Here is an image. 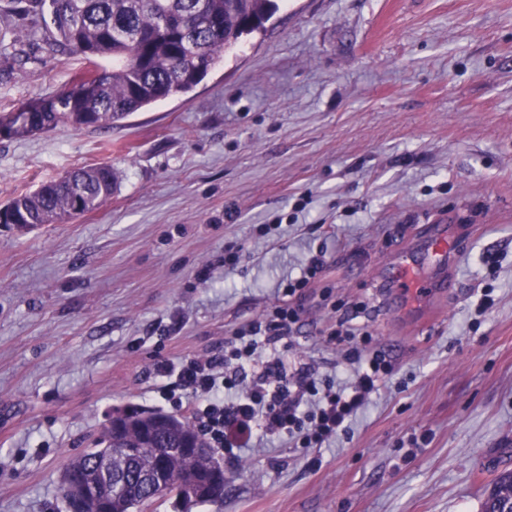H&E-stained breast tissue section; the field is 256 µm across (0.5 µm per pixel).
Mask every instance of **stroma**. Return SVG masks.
Wrapping results in <instances>:
<instances>
[{"label":"stroma","mask_w":512,"mask_h":512,"mask_svg":"<svg viewBox=\"0 0 512 512\" xmlns=\"http://www.w3.org/2000/svg\"><path fill=\"white\" fill-rule=\"evenodd\" d=\"M27 25L0 0L18 56L0 113L82 67ZM95 163L119 173L100 210L0 225V512H66L64 469L114 410L184 415L154 363L223 349L314 255L293 354L334 374L328 334L364 306L384 386L327 447L225 458L222 505L146 512H482L512 472V0H280L185 94L107 129L0 139V205ZM437 224L455 291L386 311L381 280L425 263Z\"/></svg>","instance_id":"1"}]
</instances>
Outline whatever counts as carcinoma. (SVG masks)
<instances>
[{
	"mask_svg": "<svg viewBox=\"0 0 512 512\" xmlns=\"http://www.w3.org/2000/svg\"><path fill=\"white\" fill-rule=\"evenodd\" d=\"M17 11L33 26L23 34L43 41L57 54L78 56L85 69L58 94L36 98L18 108L30 116L24 122L12 113H0L11 122L9 137L25 138L61 126L106 128L130 113L157 101L190 91L245 34L264 28L275 10V0H15ZM95 90L83 96L84 78ZM118 176L108 164L83 165L33 192L20 193L0 206L3 224H56L93 212L104 205ZM195 430L185 417L157 413L150 438L143 423H126L122 447L112 449L115 465H124L120 483L112 486V512H132L165 498H181L194 472L219 463L212 455L190 460L162 455L165 490L149 484L142 468L157 448L181 446ZM104 442L72 459L66 471L77 479L95 469ZM512 472L491 485L486 512H504L512 502Z\"/></svg>",
	"mask_w": 512,
	"mask_h": 512,
	"instance_id": "obj_1",
	"label": "carcinoma"
}]
</instances>
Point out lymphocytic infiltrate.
Here are the masks:
<instances>
[{
	"mask_svg": "<svg viewBox=\"0 0 512 512\" xmlns=\"http://www.w3.org/2000/svg\"><path fill=\"white\" fill-rule=\"evenodd\" d=\"M323 267L312 257L297 277L283 280L269 311L224 341L223 355H195L153 366L165 401L188 403L193 423L211 447L227 452L250 448L254 438H288L320 448L347 433L392 371L370 335L343 317L329 337L345 346L350 379L323 376L314 363L289 361L300 303Z\"/></svg>",
	"mask_w": 512,
	"mask_h": 512,
	"instance_id": "lymphocytic-infiltrate-1",
	"label": "lymphocytic infiltrate"
}]
</instances>
